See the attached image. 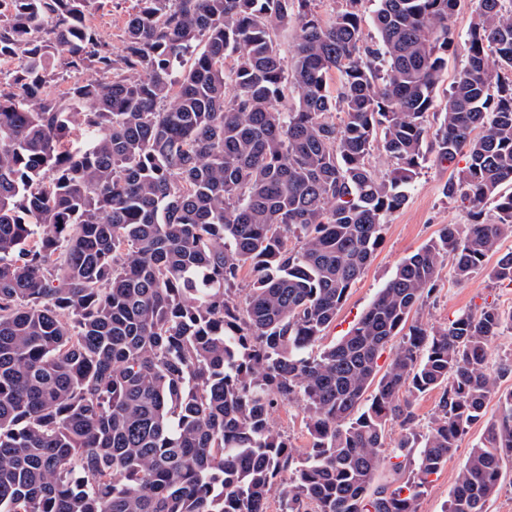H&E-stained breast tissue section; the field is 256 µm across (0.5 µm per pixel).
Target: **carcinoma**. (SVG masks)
Masks as SVG:
<instances>
[{"mask_svg": "<svg viewBox=\"0 0 512 512\" xmlns=\"http://www.w3.org/2000/svg\"><path fill=\"white\" fill-rule=\"evenodd\" d=\"M341 2L324 18L316 0H136L115 58L91 0H0V61L19 59L0 69V512H266L274 493L285 512H417L495 397L447 508L485 512L512 457V363L488 365L512 313L408 320L446 260L512 285V0H480L432 147L467 156L444 191L472 223L404 258L315 354L408 200L459 0H373L372 44L363 0ZM434 389L419 437L406 395ZM284 403L311 436L297 462L271 422ZM393 422L394 473L416 460L389 489ZM401 429L397 424L389 425L388 431H387V437L385 441V452L384 455L387 457L386 463L381 466L379 469L376 484L377 485H383V484H391L393 482L394 478H398L397 475H394V473L390 470L388 459L392 457L393 450L396 446V443L400 437Z\"/></svg>", "mask_w": 512, "mask_h": 512, "instance_id": "carcinoma-1", "label": "carcinoma"}]
</instances>
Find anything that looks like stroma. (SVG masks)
I'll list each match as a JSON object with an SVG mask.
<instances>
[{
	"label": "stroma",
	"instance_id": "1",
	"mask_svg": "<svg viewBox=\"0 0 512 512\" xmlns=\"http://www.w3.org/2000/svg\"><path fill=\"white\" fill-rule=\"evenodd\" d=\"M135 3L136 0H93L88 10L90 24L111 42L113 53L122 51L124 22ZM478 7L479 0H460L449 22L451 46L448 51V73L446 80L435 91L436 108H443L451 80L464 63L467 32ZM457 173V167L439 165L431 158L423 162L410 185L406 204L388 217L382 242L370 265L350 289L335 321L320 339V346L331 345L351 329L404 257L437 238L445 225L470 223L469 211L461 200L446 196L443 192L448 179ZM487 304L495 305L506 313L512 311V285L493 283L483 271L461 283L456 280L451 265L447 264L440 271L436 292L420 309L419 318L427 326L443 328L458 312L465 309L476 311ZM497 414V401H490L484 420L470 428L447 462L432 476L417 502L418 512H446L459 468L473 446L482 440L487 421L494 419ZM272 420L275 428L287 435L294 458H304L311 438L301 409L294 405H280L274 411Z\"/></svg>",
	"mask_w": 512,
	"mask_h": 512
}]
</instances>
